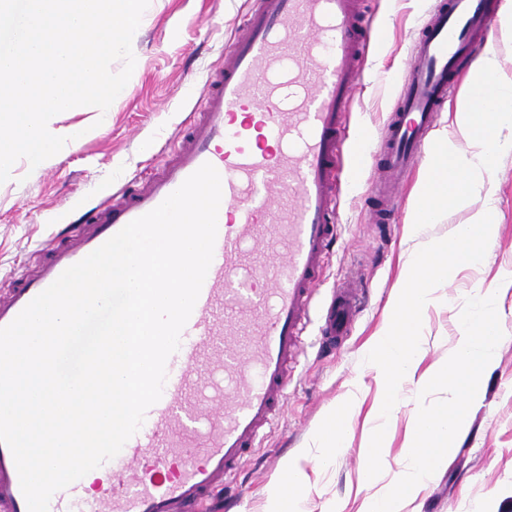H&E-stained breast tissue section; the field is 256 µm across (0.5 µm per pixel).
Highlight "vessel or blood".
Instances as JSON below:
<instances>
[{
    "mask_svg": "<svg viewBox=\"0 0 512 512\" xmlns=\"http://www.w3.org/2000/svg\"><path fill=\"white\" fill-rule=\"evenodd\" d=\"M502 0H443L411 49L395 112L382 130L375 223H390L400 182ZM383 33L358 0H258L211 70L198 111L143 176L103 199L39 251L32 272L0 291L9 325L68 267L159 206L203 164L221 177L228 221L158 402L121 452L102 465L94 496L75 481L49 512H213L281 417L325 257L336 237L339 174L352 156L348 112L361 61ZM361 276L331 291L319 345L333 352L361 311ZM0 512H28L10 449L0 443Z\"/></svg>",
    "mask_w": 512,
    "mask_h": 512,
    "instance_id": "vessel-or-blood-1",
    "label": "vessel or blood"
}]
</instances>
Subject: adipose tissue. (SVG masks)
<instances>
[{
	"label": "adipose tissue",
	"mask_w": 512,
	"mask_h": 512,
	"mask_svg": "<svg viewBox=\"0 0 512 512\" xmlns=\"http://www.w3.org/2000/svg\"><path fill=\"white\" fill-rule=\"evenodd\" d=\"M512 153V73L505 71L495 50H486L472 68L463 94L454 107L453 129L443 135L439 147L428 154L426 180L419 188L420 204L412 214L414 224L436 222L443 209L467 200L475 186L498 159ZM495 207L486 204L470 223L459 226L445 243L411 259L405 270V285L395 298L387 327L369 358L385 385L382 410L396 403L397 387L414 377L417 355L416 326L420 312L431 302L433 286L453 279L459 268L477 264L478 245L491 232ZM497 335V319L488 305L463 324L452 362L437 368L426 382L449 384L459 395L452 406L434 408L417 419L416 435L406 453L413 467L395 486L391 496L372 512H392L395 499L414 494L429 478L440 457L451 451L466 421L467 409L477 392L476 370L488 361L489 346ZM307 475L298 458H288L282 476L269 492L268 512H301V488Z\"/></svg>",
	"instance_id": "1"
}]
</instances>
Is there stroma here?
<instances>
[{
  "mask_svg": "<svg viewBox=\"0 0 512 512\" xmlns=\"http://www.w3.org/2000/svg\"><path fill=\"white\" fill-rule=\"evenodd\" d=\"M438 0H365L371 27L386 38L363 62V78L350 115V138L360 153L357 169L346 170L338 190L340 238L319 293L353 269L365 278V307L343 348L333 356L309 351L295 371L282 419L267 431L239 480L243 493L233 512H266V489L292 456H305L308 476L303 512H368L410 469L406 449L420 410L455 401L452 388L425 386L419 375L450 362L462 322L477 298H485L499 321L482 373L479 394L469 407L466 428L455 448L435 467L415 496L400 500L395 512H512V154L491 174L499 222L485 239L482 261L461 268L435 285L433 300L417 325L416 379L402 382L387 416L376 409L384 385L368 366V352L385 329L394 297L404 286L403 264L415 253L448 240L483 206L477 193L444 210L439 222L410 228L422 178L404 179L393 224H375L366 202L377 177L372 156L381 128L393 111L409 61L411 44ZM252 0H150L132 40L133 74L111 112L99 116L83 106L63 114L66 128L96 124L95 133L69 143L48 167L19 164L0 184V278L18 277L32 254L61 232L76 205L91 206L104 188H120L179 136L181 123L201 103L208 73L224 61V48ZM348 406L343 448L326 469L317 430L340 406ZM381 440L378 465L368 451Z\"/></svg>",
  "mask_w": 512,
  "mask_h": 512,
  "instance_id": "35a3bbf8",
  "label": "stroma"
}]
</instances>
